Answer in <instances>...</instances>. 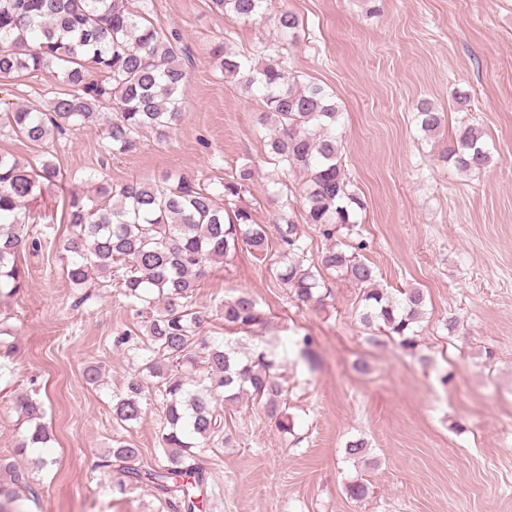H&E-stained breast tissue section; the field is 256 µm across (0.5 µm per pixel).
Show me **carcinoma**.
Wrapping results in <instances>:
<instances>
[{
	"label": "carcinoma",
	"instance_id": "1",
	"mask_svg": "<svg viewBox=\"0 0 512 512\" xmlns=\"http://www.w3.org/2000/svg\"><path fill=\"white\" fill-rule=\"evenodd\" d=\"M266 0H211L212 8L238 19L262 16ZM129 0H0V78L38 72L54 73L66 86L46 109L22 106L0 113V129L41 145L67 127L97 123L104 129L112 155L135 151L146 134L164 139L180 122L187 65L178 55L177 34H166ZM284 37H296L299 17L284 10L276 20ZM210 57L227 79L240 80L262 94L264 117L271 123L266 154L268 182L292 170L306 176L302 194L306 221L317 224L333 241L317 258L302 257L293 205L286 201L276 217L281 250L273 261L276 275L295 301L320 303L325 294L322 273L336 272L361 293L362 324L384 336H396L400 347L417 346L425 297L418 288L398 293L376 284L374 268L360 255L366 248L356 211L362 200L350 188L336 137L339 110L321 86L300 81L281 59L280 45L263 44L253 57H241L219 43ZM420 129L436 133L444 113L431 102L416 106ZM443 160L464 173L487 168L491 156L485 132L466 126L455 133ZM254 172L241 164L211 188L187 177L160 181L97 183L96 197L71 193L69 230L59 243V256L70 284L112 276L122 267V294L128 305L146 315L144 333L122 337L132 351H148L158 361L144 369L160 378L154 396L161 407V439L165 461L155 468L140 465L141 449L119 441L99 467L117 469L123 491L132 484L153 487L170 512H202L209 501L206 470L199 457L207 443L224 442V414L213 400L236 402L246 394L260 405L278 429L289 433L294 417L275 361L260 351L243 358L231 346L202 339L197 329L202 311L192 303L197 280L209 264L227 259L245 246L259 259L269 254L265 225L254 221L246 194ZM63 179L49 159L36 167L28 160L0 154V296L21 288L18 260L38 247L27 235L19 210L41 193L42 185ZM224 327L248 330L265 323V312L248 293L224 300ZM206 374L195 377L196 366ZM144 385L134 379L112 398V418L130 424L143 415ZM27 423L16 452L36 455L35 465H50L41 448L48 439L43 402L27 393L14 398ZM9 482L0 483V512H26L23 493L35 494L33 478L0 462Z\"/></svg>",
	"mask_w": 512,
	"mask_h": 512
}]
</instances>
